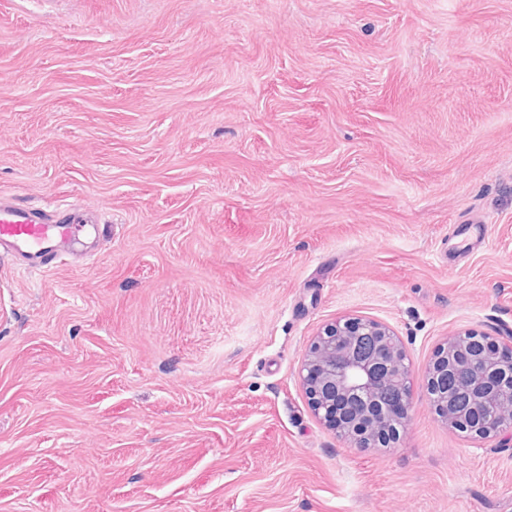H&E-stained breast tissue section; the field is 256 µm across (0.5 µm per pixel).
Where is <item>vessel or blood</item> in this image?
I'll use <instances>...</instances> for the list:
<instances>
[{"label": "vessel or blood", "mask_w": 512, "mask_h": 512, "mask_svg": "<svg viewBox=\"0 0 512 512\" xmlns=\"http://www.w3.org/2000/svg\"><path fill=\"white\" fill-rule=\"evenodd\" d=\"M96 224L82 215L67 213L55 218L0 199V257L27 256L30 267L42 270L63 255L73 254L80 238L97 235Z\"/></svg>", "instance_id": "b4317fda"}]
</instances>
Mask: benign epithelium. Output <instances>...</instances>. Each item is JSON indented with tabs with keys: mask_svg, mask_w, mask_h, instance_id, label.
Here are the masks:
<instances>
[{
	"mask_svg": "<svg viewBox=\"0 0 512 512\" xmlns=\"http://www.w3.org/2000/svg\"><path fill=\"white\" fill-rule=\"evenodd\" d=\"M360 336L378 338L376 351L369 358L356 354V341ZM474 337L482 347L480 361L487 372L499 371L500 384L492 389L499 398L502 409L492 417L488 426L458 425L453 414L443 404L435 405L442 420L451 428L480 438L500 437L512 440V345L499 342L476 331L448 337L439 347L429 368V391H436L438 378L448 371L455 357L465 349L464 342ZM397 382L402 388L401 408L403 418L394 424H385L384 413L369 409L353 408V414L336 418V398L342 396L353 403H371L377 377L380 373ZM300 376L308 391L315 415L327 426L335 429L345 440L361 447L383 445L398 432L408 415L411 401L410 370L404 349L390 326L369 319L344 318L326 325L313 340L301 366Z\"/></svg>",
	"mask_w": 512,
	"mask_h": 512,
	"instance_id": "7a95c632",
	"label": "benign epithelium"
}]
</instances>
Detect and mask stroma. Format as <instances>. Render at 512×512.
<instances>
[{"mask_svg":"<svg viewBox=\"0 0 512 512\" xmlns=\"http://www.w3.org/2000/svg\"><path fill=\"white\" fill-rule=\"evenodd\" d=\"M93 250L0 266V512H512L436 415L512 340V0H0V196ZM389 325L394 443L313 414L323 326Z\"/></svg>","mask_w":512,"mask_h":512,"instance_id":"stroma-1","label":"stroma"}]
</instances>
